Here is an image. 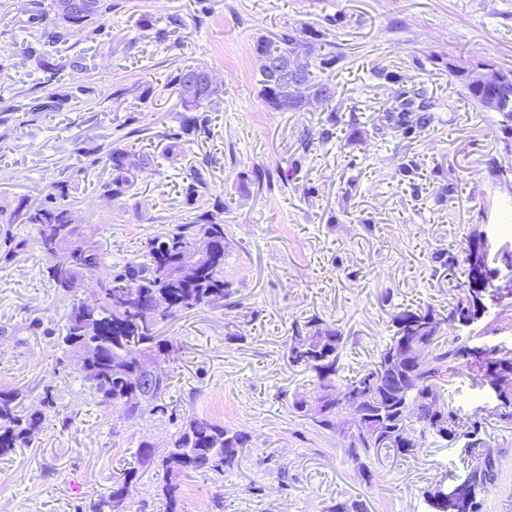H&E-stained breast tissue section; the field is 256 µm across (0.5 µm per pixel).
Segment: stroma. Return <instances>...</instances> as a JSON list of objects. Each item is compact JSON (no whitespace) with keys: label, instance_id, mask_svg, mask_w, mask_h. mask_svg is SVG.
Here are the masks:
<instances>
[{"label":"stroma","instance_id":"stroma-1","mask_svg":"<svg viewBox=\"0 0 512 512\" xmlns=\"http://www.w3.org/2000/svg\"><path fill=\"white\" fill-rule=\"evenodd\" d=\"M41 2L48 18L34 23L29 0H0V210L12 218L0 240L22 243L0 249V389L20 390L32 410L49 390L54 406L29 447L0 458V512H93L141 443L165 451L175 424L98 405L58 338L99 278L208 210L224 218L231 294L158 325L171 345L166 401L178 416L249 432L253 446L230 472L185 478V512H330L355 501L365 512H429L425 490L468 473L464 441L354 461L335 433L294 413L310 377L290 365L288 339L293 324L319 318L340 330L356 372L392 336L396 312L447 306L443 262L469 237L505 269L512 183L499 171L512 169V119L468 99L453 72L512 70V0H112L98 32ZM60 26L66 43L47 46ZM286 33L318 61L332 96L306 91L299 110L277 112L259 95L255 45ZM29 45L44 61L21 56ZM189 65L224 89L199 134L180 133L169 86ZM77 86L93 88L91 102L33 111L35 99ZM419 92L429 110L409 111ZM93 146L152 161L109 195L113 171L92 164ZM61 182L80 236L101 254L72 293L50 287L36 230L17 217ZM474 329L471 346L512 352V295ZM478 379L475 360L462 362L448 391L461 420L483 422L498 462L484 512H512V425ZM161 482L140 468L127 512H163Z\"/></svg>","mask_w":512,"mask_h":512}]
</instances>
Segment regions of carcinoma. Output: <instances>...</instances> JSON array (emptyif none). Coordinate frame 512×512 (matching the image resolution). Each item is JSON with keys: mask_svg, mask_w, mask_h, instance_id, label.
Segmentation results:
<instances>
[{"mask_svg": "<svg viewBox=\"0 0 512 512\" xmlns=\"http://www.w3.org/2000/svg\"><path fill=\"white\" fill-rule=\"evenodd\" d=\"M86 0H57V7L63 20L82 24L94 18L102 19L112 11V0H95L96 9L85 10ZM299 40L291 34L283 35L276 42L264 40L256 44L259 57L280 59L312 89L315 97L329 98V87L315 81L313 63L299 55ZM204 71L198 66H186L173 78L172 84L181 108L187 112L183 117L181 133L206 131L207 119L196 115L203 105L223 93L222 85L206 82L189 85V80ZM471 70L465 67L455 70L467 91V96L479 106L495 95V90L480 87L471 81ZM282 75L261 72L259 94L266 104L277 97V88ZM105 163L115 171L112 182L104 185L107 192L112 186L123 181V174L133 168L147 164V156L108 151ZM66 184L59 186V193L48 194L45 201L28 207L23 213V223L38 229L34 246L51 259L46 267V278L55 288L64 291L72 289L82 272H93L101 263L99 252L79 238L72 225L71 212L66 204ZM207 231L217 245L224 244V219L210 211L198 215L191 224H180L173 230L163 232L154 239L142 260L131 262L123 271L113 277L99 281L97 297L91 304L81 303L73 307L65 325L62 343L76 348L86 340L87 329L91 326L101 330L109 348L103 361L84 363L78 366L82 379L90 385L97 404L104 407H119L137 414L146 412L154 415H169L165 394L169 388L167 375L155 386L146 390L140 388L139 380L146 373L143 359L161 360L166 354L167 344L156 333L157 325L177 312L199 305H210L221 301L230 294V283L224 280V254H219L204 267L192 282H182L171 276H162V270L175 262L188 248L193 232ZM464 269L456 276L455 257L445 260L448 267V288L455 292L448 307L439 311L432 306L417 310H402L394 316L392 323L395 333L390 343L380 351L377 359L363 373L353 377L340 375L341 356L344 344L342 333L332 327L325 328L327 343L318 353L304 354L296 350L299 327H293V336L288 347V361L303 368L312 378L311 388L293 402L296 412H304V403L309 398L322 397L327 414L315 424L328 431L336 432L349 456L354 459L379 456L381 451L393 456L409 457L415 448L405 447L397 436L399 425L397 413L387 416L385 426L387 437L373 438L358 432L349 421L343 419L344 408L341 395L345 392L365 393L372 388L382 371L391 349L400 337L417 338L429 349V358L418 373L421 381L419 390L421 405L416 413L418 427L424 437L439 438L454 442L459 437L468 439L467 448L476 453L488 447L482 437V426L478 420L461 422L450 407L444 395L442 383L462 359L474 357L479 362L482 379L492 384L498 378L512 373V356L498 355L469 346L459 335L441 339V326L454 328V322L478 315L480 302L487 296L490 281L497 276V270L487 264L486 249L481 239L467 241L464 248ZM157 293L165 295L170 304L155 314L143 307L148 298ZM44 414L24 406V399L14 390H0V456L8 455L18 448H25L31 442L32 434L39 430ZM251 436L236 428H230L196 418L181 419L172 435L168 454L155 460L148 443L141 444L139 463L142 466H157L163 471V503L166 512H182L184 489L182 479L196 472H212L222 475L238 464L239 457L248 448ZM135 471L130 469L113 476L112 489L98 502L95 512H125V501ZM497 479V464L492 462L482 468L472 467L463 485L477 496V512H482L484 499L490 493V486Z\"/></svg>", "mask_w": 512, "mask_h": 512, "instance_id": "cac0c4a2", "label": "carcinoma"}]
</instances>
